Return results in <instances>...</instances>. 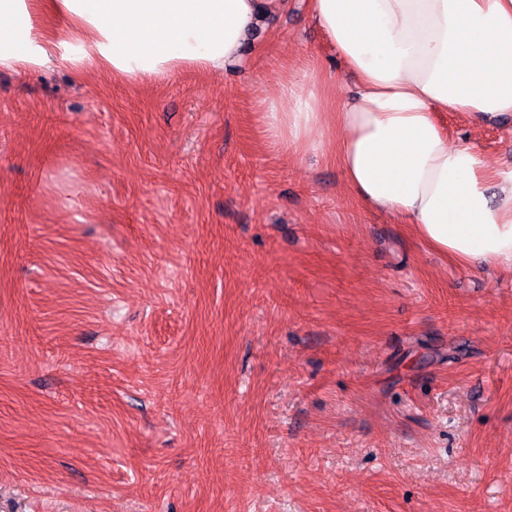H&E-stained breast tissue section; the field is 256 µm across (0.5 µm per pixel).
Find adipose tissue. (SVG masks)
Segmentation results:
<instances>
[{
  "mask_svg": "<svg viewBox=\"0 0 512 512\" xmlns=\"http://www.w3.org/2000/svg\"><path fill=\"white\" fill-rule=\"evenodd\" d=\"M288 0H0V67L54 61L160 80L241 66L242 43ZM355 95L330 111L320 69L281 77L262 105L271 143L315 151L339 130L350 194L453 264L512 270V170L452 145L446 112L512 113V0H308ZM83 34L62 50L46 17Z\"/></svg>",
  "mask_w": 512,
  "mask_h": 512,
  "instance_id": "adipose-tissue-1",
  "label": "adipose tissue"
}]
</instances>
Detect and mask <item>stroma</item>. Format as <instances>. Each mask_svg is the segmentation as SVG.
Returning a JSON list of instances; mask_svg holds the SVG:
<instances>
[{
  "mask_svg": "<svg viewBox=\"0 0 512 512\" xmlns=\"http://www.w3.org/2000/svg\"><path fill=\"white\" fill-rule=\"evenodd\" d=\"M242 57L0 69V512H512V273L267 140L282 74L353 86L305 0Z\"/></svg>",
  "mask_w": 512,
  "mask_h": 512,
  "instance_id": "obj_1",
  "label": "stroma"
}]
</instances>
